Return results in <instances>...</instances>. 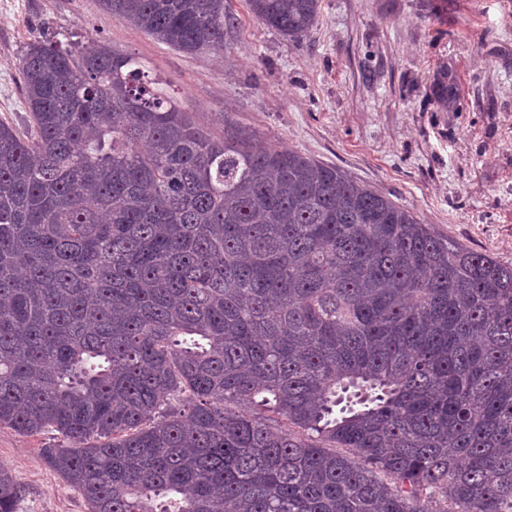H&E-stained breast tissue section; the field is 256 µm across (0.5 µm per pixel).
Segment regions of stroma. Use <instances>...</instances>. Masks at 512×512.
Listing matches in <instances>:
<instances>
[{"instance_id":"obj_1","label":"stroma","mask_w":512,"mask_h":512,"mask_svg":"<svg viewBox=\"0 0 512 512\" xmlns=\"http://www.w3.org/2000/svg\"><path fill=\"white\" fill-rule=\"evenodd\" d=\"M224 51L183 53L95 0H0V120L25 128L20 60L40 29L138 57L157 89L215 136L253 130L278 149L385 193L442 238L512 264V0H320L317 24L287 38L224 0ZM456 78L440 105L431 83ZM45 431L0 428L17 512H88L46 464ZM437 79V76L435 77ZM434 97L441 104H453L459 98V88L456 86V81L453 75L450 73L448 83V72L442 73L437 79V82L432 90Z\"/></svg>"}]
</instances>
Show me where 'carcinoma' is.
<instances>
[{
	"label": "carcinoma",
	"mask_w": 512,
	"mask_h": 512,
	"mask_svg": "<svg viewBox=\"0 0 512 512\" xmlns=\"http://www.w3.org/2000/svg\"><path fill=\"white\" fill-rule=\"evenodd\" d=\"M285 37L320 0H247ZM224 50V0H97ZM0 121V428L89 512H512V264L134 56L41 31ZM459 98L443 73L432 90ZM21 488L0 466V512Z\"/></svg>",
	"instance_id": "cac0c4a2"
}]
</instances>
